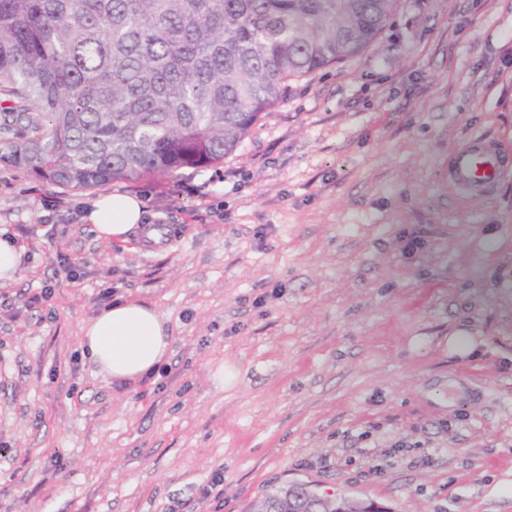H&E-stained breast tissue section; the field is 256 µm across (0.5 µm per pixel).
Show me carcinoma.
Listing matches in <instances>:
<instances>
[{
	"instance_id": "obj_1",
	"label": "carcinoma",
	"mask_w": 512,
	"mask_h": 512,
	"mask_svg": "<svg viewBox=\"0 0 512 512\" xmlns=\"http://www.w3.org/2000/svg\"><path fill=\"white\" fill-rule=\"evenodd\" d=\"M400 0H0V161L82 191L224 161L288 82L365 53ZM336 496L270 488L249 512Z\"/></svg>"
}]
</instances>
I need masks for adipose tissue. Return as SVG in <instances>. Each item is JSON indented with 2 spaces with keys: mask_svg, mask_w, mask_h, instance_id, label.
Wrapping results in <instances>:
<instances>
[{
  "mask_svg": "<svg viewBox=\"0 0 512 512\" xmlns=\"http://www.w3.org/2000/svg\"><path fill=\"white\" fill-rule=\"evenodd\" d=\"M144 219L142 200L127 193H109L92 199L82 220L97 237L126 240ZM80 347L99 374L135 384L168 357L171 331L167 319L135 300L119 301L102 309L81 329Z\"/></svg>",
  "mask_w": 512,
  "mask_h": 512,
  "instance_id": "obj_1",
  "label": "adipose tissue"
}]
</instances>
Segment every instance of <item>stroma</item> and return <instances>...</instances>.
I'll list each match as a JSON object with an SVG mask.
<instances>
[{
    "label": "stroma",
    "mask_w": 512,
    "mask_h": 512,
    "mask_svg": "<svg viewBox=\"0 0 512 512\" xmlns=\"http://www.w3.org/2000/svg\"><path fill=\"white\" fill-rule=\"evenodd\" d=\"M474 137L512 147V0H401L208 168L70 191L0 161V512H245L287 482L512 512V176L455 188ZM113 192L171 237L97 238L78 211ZM118 299L172 328L136 385L80 353ZM21 247L8 240L0 239V279L10 281L15 279L19 270Z\"/></svg>",
    "instance_id": "35a3bbf8"
}]
</instances>
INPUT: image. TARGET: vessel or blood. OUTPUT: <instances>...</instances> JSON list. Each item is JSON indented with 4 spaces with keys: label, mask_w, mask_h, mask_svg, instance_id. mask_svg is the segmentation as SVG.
<instances>
[{
    "label": "vessel or blood",
    "mask_w": 512,
    "mask_h": 512,
    "mask_svg": "<svg viewBox=\"0 0 512 512\" xmlns=\"http://www.w3.org/2000/svg\"><path fill=\"white\" fill-rule=\"evenodd\" d=\"M512 173V152L500 144L475 138L457 149L449 164L448 174L462 191L491 194Z\"/></svg>",
    "instance_id": "vessel-or-blood-1"
}]
</instances>
